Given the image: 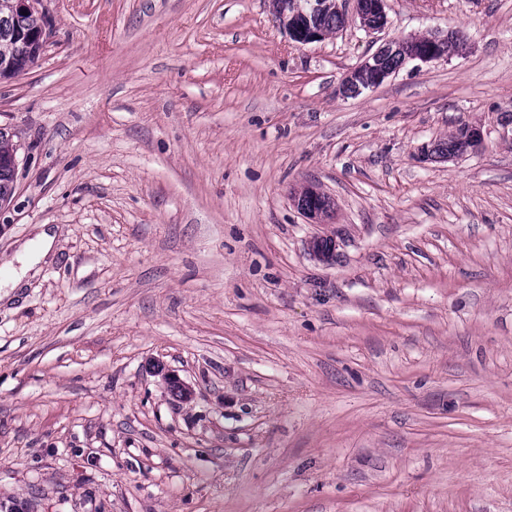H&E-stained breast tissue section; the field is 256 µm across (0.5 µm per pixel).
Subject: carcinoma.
<instances>
[{"instance_id": "cac0c4a2", "label": "carcinoma", "mask_w": 512, "mask_h": 512, "mask_svg": "<svg viewBox=\"0 0 512 512\" xmlns=\"http://www.w3.org/2000/svg\"><path fill=\"white\" fill-rule=\"evenodd\" d=\"M324 30L332 34L344 23L343 16L337 11H324L320 18ZM39 19L34 14H15L11 11L9 0H0V79H11L34 66L40 53L21 39L20 33L35 30ZM15 170L0 163V202L6 203L13 197Z\"/></svg>"}]
</instances>
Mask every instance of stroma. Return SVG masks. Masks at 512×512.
Returning <instances> with one entry per match:
<instances>
[{
  "instance_id": "obj_1",
  "label": "stroma",
  "mask_w": 512,
  "mask_h": 512,
  "mask_svg": "<svg viewBox=\"0 0 512 512\" xmlns=\"http://www.w3.org/2000/svg\"><path fill=\"white\" fill-rule=\"evenodd\" d=\"M337 2L298 45L269 0H38L0 278L56 240L0 301V512H512V0ZM287 0H271L272 12L278 21L279 25L288 32L289 37L297 44H309L321 41L326 37L324 30L327 34L335 33L344 23L343 16L337 11H324L319 22H308L305 25L297 24V16L302 13L297 5H293L295 11L288 13ZM452 38L453 31L448 32V34H446L443 37L428 35L408 38L406 40V44L408 47H416L418 49H421L424 46L428 45L429 42H431V46L425 51L414 53L411 56L406 57L403 62V65L409 60L430 62L439 58L448 57L449 54L452 55L456 52H459V48H461L460 39L457 37L453 42L448 43V40ZM403 39H393L384 43L374 54L365 59L359 66L351 69L343 78L339 91L344 95L356 96L364 89L377 87L383 84L389 77L395 74L402 61V54L387 56L385 65L387 68L396 69L394 71L385 69L380 63L382 54L395 53L401 50ZM55 235L42 224L33 241L23 244L17 252L20 264L18 270L0 281V300L20 288L26 278H34L39 272L38 265L49 255Z\"/></svg>"
}]
</instances>
